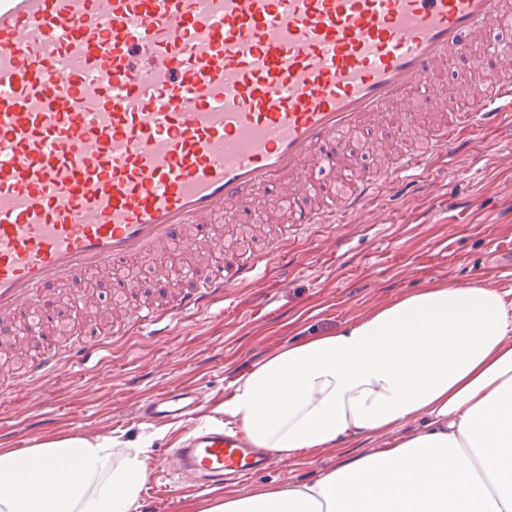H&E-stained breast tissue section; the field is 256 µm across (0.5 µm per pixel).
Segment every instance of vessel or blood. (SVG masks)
Wrapping results in <instances>:
<instances>
[{
	"mask_svg": "<svg viewBox=\"0 0 512 512\" xmlns=\"http://www.w3.org/2000/svg\"><path fill=\"white\" fill-rule=\"evenodd\" d=\"M510 23L512 0H0V323L29 311L43 332L56 322L46 286L214 244L216 218L261 193L300 226L365 216L423 154L398 153L381 181L320 209L313 172L345 167L346 135H372L380 116L404 129L410 95L439 115L432 149L498 123L512 112V45L494 34ZM450 74L476 84L452 108L437 95ZM257 269L215 266L168 311L223 304ZM62 367L40 356L27 377ZM197 405L177 388L145 416ZM172 458L210 489L268 464L219 429Z\"/></svg>",
	"mask_w": 512,
	"mask_h": 512,
	"instance_id": "1",
	"label": "vessel or blood"
}]
</instances>
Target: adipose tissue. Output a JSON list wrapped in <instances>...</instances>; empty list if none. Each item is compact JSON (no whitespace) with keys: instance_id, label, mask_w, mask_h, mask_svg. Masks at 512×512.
<instances>
[{"instance_id":"adipose-tissue-1","label":"adipose tissue","mask_w":512,"mask_h":512,"mask_svg":"<svg viewBox=\"0 0 512 512\" xmlns=\"http://www.w3.org/2000/svg\"><path fill=\"white\" fill-rule=\"evenodd\" d=\"M224 414L282 459L391 439L312 483L206 512H512V291L420 288L294 341L238 379ZM410 419L420 429L398 437ZM150 446L72 437L1 452L0 512H135ZM64 457L77 473L44 488V470Z\"/></svg>"}]
</instances>
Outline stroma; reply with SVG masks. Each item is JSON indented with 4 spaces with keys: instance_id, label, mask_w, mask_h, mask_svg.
Listing matches in <instances>:
<instances>
[{
    "instance_id": "stroma-1",
    "label": "stroma",
    "mask_w": 512,
    "mask_h": 512,
    "mask_svg": "<svg viewBox=\"0 0 512 512\" xmlns=\"http://www.w3.org/2000/svg\"><path fill=\"white\" fill-rule=\"evenodd\" d=\"M454 158L434 156L415 182L383 190L370 201V220L315 224L292 230L264 223L260 213L237 212L218 223L220 248L205 251L207 264L245 262L262 256L258 275L224 291L222 307L195 309L164 319L163 340L126 321L115 333L110 306L122 281L139 282L140 301L164 306L190 286L188 256L146 258L134 268L96 276L85 284L98 299L94 312L107 350L90 349L87 326L75 302L59 286L46 295L70 326V341L28 337L24 347L0 355V451L29 448L80 436L132 443L151 437L148 472L136 512H206L226 495L249 494L302 483L342 462L383 447L384 437L351 439L294 460L272 459L265 470L221 490L193 486L175 474L173 449L202 426L225 424L224 401L233 384L288 342L355 321L383 303L426 285L482 282L512 290V160L500 153L512 143V115L491 128L473 130ZM288 240V257L273 253ZM66 350L69 363L45 389L23 385L30 360ZM175 387L199 391L202 404L190 417L163 423L145 418L144 401Z\"/></svg>"
}]
</instances>
